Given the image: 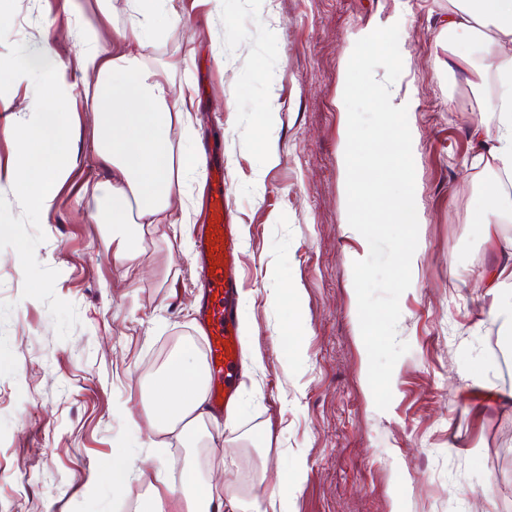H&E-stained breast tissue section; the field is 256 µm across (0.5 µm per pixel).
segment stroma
<instances>
[{"instance_id":"stroma-1","label":"stroma","mask_w":512,"mask_h":512,"mask_svg":"<svg viewBox=\"0 0 512 512\" xmlns=\"http://www.w3.org/2000/svg\"><path fill=\"white\" fill-rule=\"evenodd\" d=\"M104 19L83 0H9L0 62L27 70L0 87L17 124L41 111L43 32L52 59L69 62L92 30L129 21L127 0ZM450 0H181L185 28L157 18L145 57L169 67L195 105L187 142L224 166L244 286L246 349L230 427L206 422L185 448L156 433L144 388L176 347L202 353L191 234L204 169L188 179L174 225L144 238L142 279L122 277L112 242L90 218L105 209L93 188L89 117L78 112L74 168L54 207L38 215L0 183V512H136L157 470L178 479L213 451L210 472L269 496L279 472L304 463L287 512H512V341L481 286L491 256L479 222L489 170L470 164L473 91L448 69ZM397 19L406 66L391 91L414 104L415 202L422 258L400 297L399 340L409 350L378 410L351 274L369 254L347 229L345 50ZM273 106L268 158L255 120ZM296 288V303L271 294ZM126 449L145 476L112 493V455Z\"/></svg>"}]
</instances>
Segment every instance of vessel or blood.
<instances>
[{"instance_id": "obj_1", "label": "vessel or blood", "mask_w": 512, "mask_h": 512, "mask_svg": "<svg viewBox=\"0 0 512 512\" xmlns=\"http://www.w3.org/2000/svg\"><path fill=\"white\" fill-rule=\"evenodd\" d=\"M224 195V171L208 170L202 221L196 226L197 259L203 271V298L198 323L205 337L206 367L210 377L207 400L223 408L235 391L242 343L236 317L240 254Z\"/></svg>"}]
</instances>
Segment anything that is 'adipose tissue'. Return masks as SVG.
<instances>
[{"mask_svg":"<svg viewBox=\"0 0 512 512\" xmlns=\"http://www.w3.org/2000/svg\"><path fill=\"white\" fill-rule=\"evenodd\" d=\"M130 25L111 28L105 38H88L71 65L45 62L41 81L46 111L18 129L21 159L0 167V180L13 184L25 206L44 213L53 206L70 174L68 147L75 135V96L62 94L70 71L83 78L82 93L93 100L89 148L108 173L96 190L110 206L94 221L111 238L113 257L124 277L140 274L142 242L148 230L170 223L173 206L182 199L188 177L199 165L188 148L174 147L171 131L189 118L191 96L173 89L166 67L149 64L144 47L155 40L151 25L163 14L171 28L184 27L177 0H132ZM448 50L468 66V85L494 77L495 94L485 107L494 130L475 125L470 132L473 166L503 174L482 192L484 236L496 258L484 279L492 313L512 330V237L500 234L502 220L512 215V0H455L448 13ZM409 97H391L387 108L393 129L384 163L402 167L412 149ZM205 367L192 347L176 349L152 382L151 419L161 430L186 435L203 421L206 409ZM301 480L300 471L279 474L267 500L225 489L215 495L202 484L199 467L189 464L178 483L156 476L139 512H166L164 496L177 497L176 512H284L288 494Z\"/></svg>","mask_w":512,"mask_h":512,"instance_id":"obj_1","label":"adipose tissue"}]
</instances>
